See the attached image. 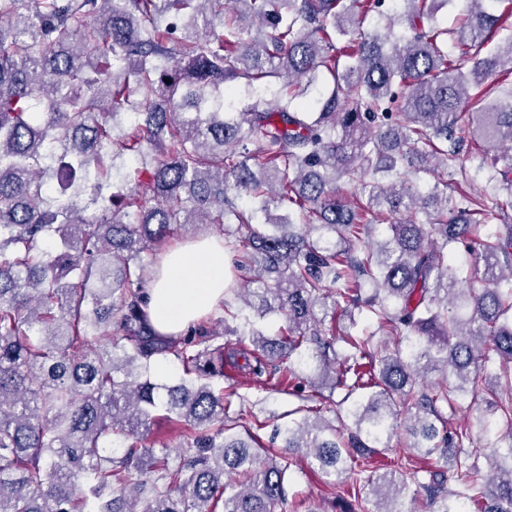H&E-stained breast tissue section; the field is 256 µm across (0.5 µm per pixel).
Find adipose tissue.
Segmentation results:
<instances>
[{"label": "adipose tissue", "mask_w": 512, "mask_h": 512, "mask_svg": "<svg viewBox=\"0 0 512 512\" xmlns=\"http://www.w3.org/2000/svg\"><path fill=\"white\" fill-rule=\"evenodd\" d=\"M228 266L220 238L184 245L162 257L145 288V312L154 331L162 336H178L209 315L224 299Z\"/></svg>", "instance_id": "obj_1"}]
</instances>
